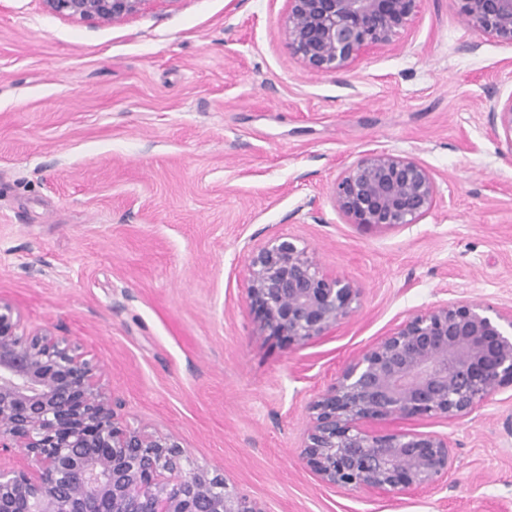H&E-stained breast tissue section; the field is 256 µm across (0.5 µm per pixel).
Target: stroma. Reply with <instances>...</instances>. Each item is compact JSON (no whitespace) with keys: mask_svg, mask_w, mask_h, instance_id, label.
Masks as SVG:
<instances>
[{"mask_svg":"<svg viewBox=\"0 0 512 512\" xmlns=\"http://www.w3.org/2000/svg\"><path fill=\"white\" fill-rule=\"evenodd\" d=\"M287 0H155L85 22L0 0V300L104 369L119 422L177 438L266 512H512V387L447 436L454 466L415 495L324 485L301 459L311 402L409 315L512 308V150L489 120L512 44L423 0L399 48L343 73L288 45ZM379 150L418 159L440 203L406 227L351 223L336 177ZM297 238L361 292L301 347L259 333L249 250Z\"/></svg>","mask_w":512,"mask_h":512,"instance_id":"stroma-1","label":"stroma"}]
</instances>
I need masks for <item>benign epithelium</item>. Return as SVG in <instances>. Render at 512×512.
Listing matches in <instances>:
<instances>
[{"label":"benign epithelium","instance_id":"obj_1","mask_svg":"<svg viewBox=\"0 0 512 512\" xmlns=\"http://www.w3.org/2000/svg\"><path fill=\"white\" fill-rule=\"evenodd\" d=\"M57 15L113 21L152 0H44ZM289 47L311 71L339 73L398 45L422 0H287ZM476 33L512 44V0H450ZM512 149V95L490 106ZM354 224L399 228L437 207L434 174L419 160L367 151L330 191ZM360 291L320 270L296 239L272 231L250 251L246 304L261 334L303 346L355 312ZM512 387V309L441 302L410 315L361 351L311 404L302 460L321 482L352 493L406 494L451 468L448 438L373 433L386 419H461ZM20 449L22 471L0 469V512H266L223 478L183 467L170 435L116 421L103 369L47 330H24L0 301V451Z\"/></svg>","mask_w":512,"mask_h":512}]
</instances>
